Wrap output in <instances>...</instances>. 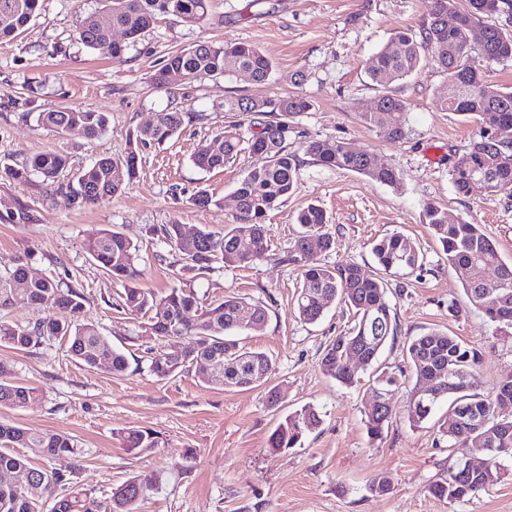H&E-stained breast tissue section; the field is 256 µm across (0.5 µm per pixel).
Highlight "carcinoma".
Returning a JSON list of instances; mask_svg holds the SVG:
<instances>
[{
    "label": "carcinoma",
    "mask_w": 512,
    "mask_h": 512,
    "mask_svg": "<svg viewBox=\"0 0 512 512\" xmlns=\"http://www.w3.org/2000/svg\"><path fill=\"white\" fill-rule=\"evenodd\" d=\"M40 0H0V40L18 37L37 16ZM460 10L456 0H422L425 21L419 31L408 29L392 33L387 44L375 55L370 77L386 86L412 75L424 61L425 54L450 83L460 86L459 95L444 97L440 107L479 125V133L449 170L454 190L467 195L471 183L485 178L500 188L512 187V143H500L485 133L494 124L512 125V88L489 81L486 74L470 65L464 38L473 27L485 34L484 47L494 62H512V34L486 22V18L507 13L512 16V0H468ZM102 8L80 17L75 26L78 40L86 47L109 49L114 59H122L127 44L112 40V30L121 29L134 40L153 28L162 16L194 19L202 24L209 19L210 0H101ZM454 7L455 23L448 27V7ZM241 71L249 72L257 86L268 83L274 64L258 46L247 42L226 41L215 44L199 41L188 48L168 54L161 67L150 76L151 83L163 88L179 73L186 81H201ZM312 107L301 93L288 96L239 95L224 98V111L249 118V122L232 121L205 140L193 155L199 169L211 172L224 168L246 149L258 163L238 182L234 195L238 199L237 215L224 231L213 232L202 226L162 224L154 234L170 247V266L182 271L205 274L221 264L224 268L246 267L263 260L268 251L270 229L265 224L268 212L278 208L293 193L299 174L300 154L317 164L362 175L372 181L394 186L399 174L385 163H373V153L360 150L341 139L299 140L292 121ZM405 104L392 94L384 93L376 101L375 110L360 113L363 123L388 130L392 140L405 136ZM37 123L62 133L76 126L86 137L99 136L109 123L105 112L80 107H48L36 113ZM199 119L177 108L159 112L149 125L137 131L125 155L103 157L79 172L73 200L96 205L122 195L136 174L141 149L171 140L185 122ZM62 152H45L15 167L0 162V178L19 180L35 172L46 181L54 180L66 167ZM426 224L439 240L448 266L465 269L462 286L473 306L493 302V310L485 315L494 323L512 328V265L503 262L497 244L481 226L457 219L434 205L425 208ZM301 231L289 243L283 261L296 267L301 283L296 295L298 318L308 324L321 319L325 304L338 300L352 310L354 325L330 342L322 357L323 371L340 384L352 387L360 382V367L350 363L349 351L359 350L372 367L388 340L397 336V323L387 299V289L380 277L367 275L356 264L328 267L313 261L311 251L332 249L334 237L327 230L324 211L309 205L296 217ZM87 250L100 267L123 288L122 308L132 315L147 318V335L169 345L173 339L192 337V342L174 353L150 347L145 361L158 378L190 372L202 362L211 361L220 372L204 383L219 387L251 389L273 370L271 358L264 352L240 347L232 333L247 328L240 321L243 309L251 311L253 321L263 326L268 310L260 302L226 295L216 304L204 306L192 291L173 288L158 297L139 287V248L123 233L103 230L91 238ZM382 271L408 275L421 267L416 244L400 232H392L378 240L372 248ZM494 271V277L488 271ZM48 312L33 325L22 326L0 320V347L16 351L37 348L50 340L63 338L70 354L90 368L101 364L112 373L123 374L129 368L124 352L113 346L98 329L78 319L84 308V297L71 286L48 277L31 276L19 258L0 260V310L9 308L17 294ZM408 369L399 372L375 369L371 390L396 396L411 380L419 384L436 368L435 360L455 362V366L473 369L480 353L446 332L430 330L413 337L406 346ZM451 399L447 414L439 419V433L448 447L460 452L482 448H504L486 472H470L464 459L448 469L447 475L428 487V493L439 500L452 502L481 491L500 478L501 460L512 458V413L503 412L512 405V388L499 386L491 398L468 389L461 390L437 380V395L418 399L407 396V417L420 425L433 414L437 404ZM38 399L37 390L11 379V370L0 362V407L24 408ZM392 419V410L381 413L372 408L366 413V427L371 439L382 436ZM322 422L321 413L313 405H305L290 413L270 437L274 450L296 447L308 432ZM120 439L129 451L147 452L161 447L160 433L151 429H127ZM26 448L44 460L30 466ZM76 453L73 439L49 431L32 430L0 423V512H42L35 491L43 486L69 484L66 474L49 465L52 460ZM26 472L31 487L15 484V474ZM156 489L153 482L138 478L125 481L112 492L108 506L96 504L88 493L70 489L56 500L51 512H138L140 502Z\"/></svg>",
    "instance_id": "carcinoma-1"
}]
</instances>
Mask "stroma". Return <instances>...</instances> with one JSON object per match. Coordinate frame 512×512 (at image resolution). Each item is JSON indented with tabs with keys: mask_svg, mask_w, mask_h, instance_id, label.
Returning a JSON list of instances; mask_svg holds the SVG:
<instances>
[{
	"mask_svg": "<svg viewBox=\"0 0 512 512\" xmlns=\"http://www.w3.org/2000/svg\"><path fill=\"white\" fill-rule=\"evenodd\" d=\"M98 5L99 0H40L27 30L0 41V159L15 164L48 151L68 156L55 180H0V258H21L31 273L81 292L82 320L124 351L129 368L121 375L88 368L71 356L63 339L29 352L2 347L0 360L10 363L14 381L36 388L39 399L25 408L0 407V422L69 435L77 452L54 465L96 501H108L130 478L157 480L140 512H512V459L495 485L463 499L447 502L428 493L458 455L440 440L434 421L410 426L405 394L397 395L382 437L369 438L365 411L372 370H363L356 386L345 387L321 368L327 345L353 326L352 311L334 302L317 323L300 321L293 312L300 274L280 261L299 230L297 212L310 204L325 211L335 239L330 252L315 256L331 267L355 264L375 274L373 242L402 232L419 248L421 267L385 278L398 334L380 364L392 371L405 366L407 341L437 329L480 352L471 378L479 392L495 395L502 381L512 379V334L501 333L471 305L424 219L432 204L451 218L481 225L511 264L512 189L493 196L454 191L448 169L475 127L441 111L448 81L436 66L423 63L386 89L368 74L395 30H420L421 0H212L208 24L162 18L119 61L107 50L85 47L74 34L77 19ZM201 39L259 46L273 61V78L260 89L242 73L164 89L151 84L150 75L168 53ZM298 71L305 80L297 87L290 77ZM386 90L406 105V135L398 141L359 118ZM259 91L306 95L313 107L295 120L305 138L343 139L371 151L397 170L400 182L384 185L301 156L293 195L266 218L271 232L263 261L176 276L163 259L167 247L152 229L177 222L220 232L232 222L234 190L255 157L244 151L223 169L206 172L194 166L192 156L228 122L226 97ZM50 106L105 112L109 124L93 139L79 131L63 135L34 118ZM172 107L196 114V121L185 123L171 141L142 149L125 193L94 206L74 203L70 187L82 169L98 158L124 155L137 130ZM202 189L212 198L205 207L192 202ZM21 208L27 220L16 219ZM104 229L138 245L139 283L157 295L183 288L205 303L236 295L264 304L267 323L241 331L239 339L272 358L265 385L242 391L206 386L196 370L166 380L150 373L142 356L154 339L146 336L143 318L120 308V286L86 250ZM272 387L279 393L274 407L266 399ZM308 404L320 411L321 425L297 447L272 451L273 431ZM129 428L160 432L164 447L128 452L120 433ZM377 476L388 480L387 493L369 491Z\"/></svg>",
	"mask_w": 512,
	"mask_h": 512,
	"instance_id": "obj_1",
	"label": "stroma"
}]
</instances>
